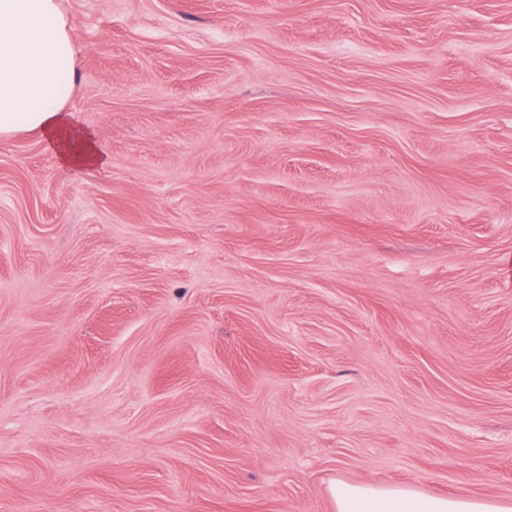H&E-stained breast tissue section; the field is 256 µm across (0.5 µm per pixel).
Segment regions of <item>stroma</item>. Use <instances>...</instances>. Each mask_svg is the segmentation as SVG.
I'll list each match as a JSON object with an SVG mask.
<instances>
[{
	"label": "stroma",
	"instance_id": "1",
	"mask_svg": "<svg viewBox=\"0 0 512 512\" xmlns=\"http://www.w3.org/2000/svg\"><path fill=\"white\" fill-rule=\"evenodd\" d=\"M103 162L0 137V512L512 497V0H62Z\"/></svg>",
	"mask_w": 512,
	"mask_h": 512
}]
</instances>
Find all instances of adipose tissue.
<instances>
[{"mask_svg": "<svg viewBox=\"0 0 512 512\" xmlns=\"http://www.w3.org/2000/svg\"><path fill=\"white\" fill-rule=\"evenodd\" d=\"M74 36L60 0H0V135L38 132L60 163H101L66 104ZM336 512H512V500L426 495L408 487L332 485Z\"/></svg>", "mask_w": 512, "mask_h": 512, "instance_id": "ef3b65f1", "label": "adipose tissue"}]
</instances>
